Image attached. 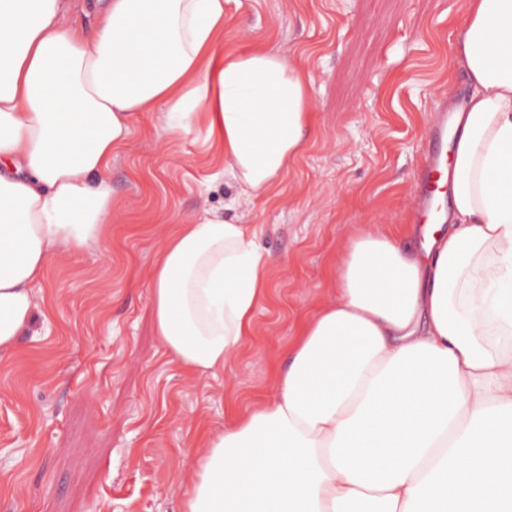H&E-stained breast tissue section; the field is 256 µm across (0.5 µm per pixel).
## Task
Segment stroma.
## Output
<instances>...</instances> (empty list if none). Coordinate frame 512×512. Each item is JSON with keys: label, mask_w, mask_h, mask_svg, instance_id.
<instances>
[{"label": "stroma", "mask_w": 512, "mask_h": 512, "mask_svg": "<svg viewBox=\"0 0 512 512\" xmlns=\"http://www.w3.org/2000/svg\"><path fill=\"white\" fill-rule=\"evenodd\" d=\"M224 48L269 44L311 78L310 143L276 188L235 212L257 225L271 297L214 377L186 372L155 333L150 272L164 236L237 195L205 131L173 139L131 120L112 163L121 206L100 248L60 254L38 308L0 357V512H179L201 440L267 399L306 318L336 298L349 241L415 221L437 98L463 0H225Z\"/></svg>", "instance_id": "1"}]
</instances>
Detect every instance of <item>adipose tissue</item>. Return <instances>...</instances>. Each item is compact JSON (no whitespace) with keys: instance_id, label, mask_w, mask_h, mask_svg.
Listing matches in <instances>:
<instances>
[{"instance_id":"adipose-tissue-1","label":"adipose tissue","mask_w":512,"mask_h":512,"mask_svg":"<svg viewBox=\"0 0 512 512\" xmlns=\"http://www.w3.org/2000/svg\"><path fill=\"white\" fill-rule=\"evenodd\" d=\"M0 0V356L60 252L118 216L110 169L134 113L205 128L239 196L276 188L311 128L309 78L265 44L221 50L224 0ZM473 91L451 157L450 232L353 237L335 301L304 323L271 398L206 436L180 512H512V0H466ZM255 225L201 207L150 279L155 331L208 377L268 298Z\"/></svg>"}]
</instances>
